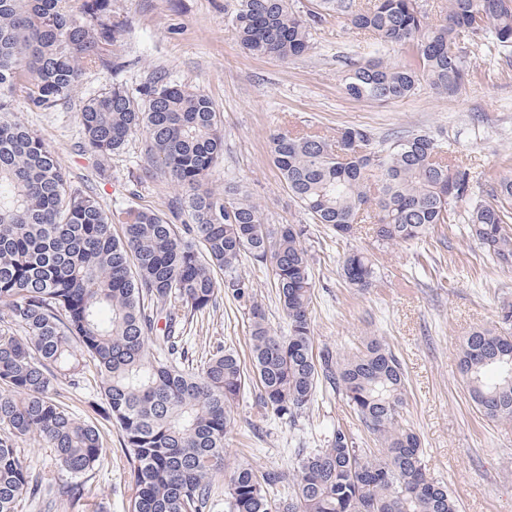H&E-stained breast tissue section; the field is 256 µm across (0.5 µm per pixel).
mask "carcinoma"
Returning a JSON list of instances; mask_svg holds the SVG:
<instances>
[{"label": "carcinoma", "mask_w": 512, "mask_h": 512, "mask_svg": "<svg viewBox=\"0 0 512 512\" xmlns=\"http://www.w3.org/2000/svg\"><path fill=\"white\" fill-rule=\"evenodd\" d=\"M340 14L382 46L408 53L351 66L352 99H405L427 83L454 94L468 82L467 44L491 36L512 50V0H448L444 20L427 22L418 0H231L227 15L254 57L290 60L311 48L313 32ZM127 24L112 0H0V512H20L22 494L41 500L43 481L24 469L19 442L40 436L67 480L48 512L81 505L106 454L98 426L57 399V385L84 381L92 363L105 421L118 430L126 462L127 512H206L213 481L224 475V449L245 389V363L216 346L194 367L182 362L179 335L219 290L248 307L252 373L264 417L296 423L322 381L336 390L380 444L361 448L336 426L326 446L302 449L288 495L275 497L281 473L237 464L225 512H458L448 484L424 460L417 434L403 425L406 378L376 336L351 356L314 353L312 259L300 224H266L261 205L235 182L209 187L224 155L220 112L205 93L155 76L136 92L114 83L79 112L84 146L101 161L136 134L145 170L162 173L179 194L168 211L128 204L107 210L76 187L59 156L32 129L10 118L16 84L49 109L67 98L83 71L118 70ZM269 151L280 179L315 224L338 238L355 233L360 213L377 207L376 237L416 242L455 220L471 201L468 167L446 159L448 145L424 131L373 146L363 128L332 139L319 132H277ZM472 201L470 235L500 264L512 263V177ZM122 226L117 238L112 224ZM248 259L271 269L288 334L269 326L264 306L240 273ZM224 274V283L215 277ZM344 280L367 288L376 269L367 254L345 256ZM467 392L488 420L512 419V336L478 327L459 340Z\"/></svg>", "instance_id": "carcinoma-1"}]
</instances>
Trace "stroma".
I'll return each mask as SVG.
<instances>
[{"label": "stroma", "mask_w": 512, "mask_h": 512, "mask_svg": "<svg viewBox=\"0 0 512 512\" xmlns=\"http://www.w3.org/2000/svg\"><path fill=\"white\" fill-rule=\"evenodd\" d=\"M230 0H112L126 19L128 33L120 48L122 69L84 71L69 98L48 110L30 106L26 83H18L13 118L37 132L61 158L76 186L97 193L106 209L127 203L131 191L141 206L165 209L174 186L162 175H149L143 142L131 138L125 149L98 168L86 149L78 113L86 99L118 82L138 89L155 74L174 84L203 90L223 115L224 157L210 176L214 189L235 181L261 204L268 224H304V243L312 256L315 291L311 305L315 349L346 356L364 337L376 336L399 358L407 378L402 418L421 440L425 461L447 482L459 512H512V421L491 422L473 406L457 365L461 336L487 326L512 333L501 320L512 307V264L486 255L465 230L467 203L456 207V220L436 226L427 238L382 247L372 221L356 234L336 239L307 215L283 187L268 149L278 131L366 129L375 146L416 130L448 145L449 159L470 168L475 199H486L491 185L512 174V53L471 42V77L456 94L420 85L410 97L387 104L348 98L342 87L354 64L380 55L403 61L390 48L375 49L367 36L334 19L317 30L304 56L283 61L257 58L241 47L225 9ZM367 252L378 269L370 288L347 285L340 275L345 254ZM274 332L287 331L272 273L243 262ZM234 347L249 361L246 310L227 294L195 316L183 329L182 347L192 363L206 359L210 347ZM60 399L81 420L101 424L105 406L98 384L86 380L72 388L58 384ZM236 427L228 437L225 467L246 459L291 474L298 449L316 448L336 426L350 428L360 447H373V436L330 388L318 387L316 401L296 423L262 418L259 391L247 387L235 408ZM107 454L92 480L84 512H126L127 473L119 435L105 428Z\"/></svg>", "instance_id": "1"}]
</instances>
